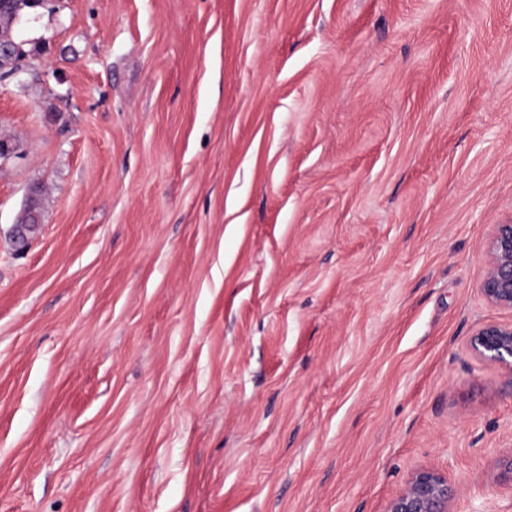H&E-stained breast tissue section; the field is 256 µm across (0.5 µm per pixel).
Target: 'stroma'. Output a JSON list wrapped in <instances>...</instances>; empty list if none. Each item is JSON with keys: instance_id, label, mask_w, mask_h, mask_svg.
<instances>
[{"instance_id": "stroma-1", "label": "stroma", "mask_w": 512, "mask_h": 512, "mask_svg": "<svg viewBox=\"0 0 512 512\" xmlns=\"http://www.w3.org/2000/svg\"><path fill=\"white\" fill-rule=\"evenodd\" d=\"M0 82V512H512L469 348L512 0H43ZM43 189L26 254L12 231ZM453 497L454 489L447 474L430 468L420 469L389 502L386 512H452Z\"/></svg>"}]
</instances>
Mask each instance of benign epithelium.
<instances>
[{
    "label": "benign epithelium",
    "mask_w": 512,
    "mask_h": 512,
    "mask_svg": "<svg viewBox=\"0 0 512 512\" xmlns=\"http://www.w3.org/2000/svg\"><path fill=\"white\" fill-rule=\"evenodd\" d=\"M22 70L16 46L10 39L0 40V79L15 77ZM487 257L480 292L495 307L512 310V221L493 225L485 243ZM470 348L479 358L499 364L512 386V323L487 322L478 327ZM454 489L448 475L425 468L414 472L403 490L388 504L386 512H452Z\"/></svg>",
    "instance_id": "benign-epithelium-1"
}]
</instances>
